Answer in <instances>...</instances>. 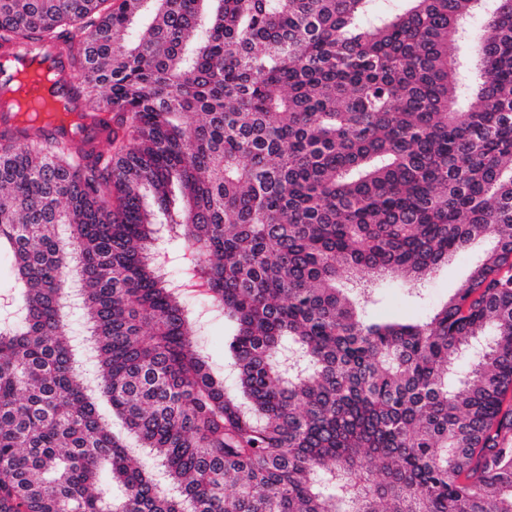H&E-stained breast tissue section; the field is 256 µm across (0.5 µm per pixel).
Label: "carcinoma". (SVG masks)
I'll return each instance as SVG.
<instances>
[{
  "label": "carcinoma",
  "mask_w": 512,
  "mask_h": 512,
  "mask_svg": "<svg viewBox=\"0 0 512 512\" xmlns=\"http://www.w3.org/2000/svg\"><path fill=\"white\" fill-rule=\"evenodd\" d=\"M374 2L0 0V50L62 46L110 128L97 152L0 130V512H512V0ZM158 213L233 326L231 385ZM487 240L426 320L363 317Z\"/></svg>",
  "instance_id": "cac0c4a2"
}]
</instances>
